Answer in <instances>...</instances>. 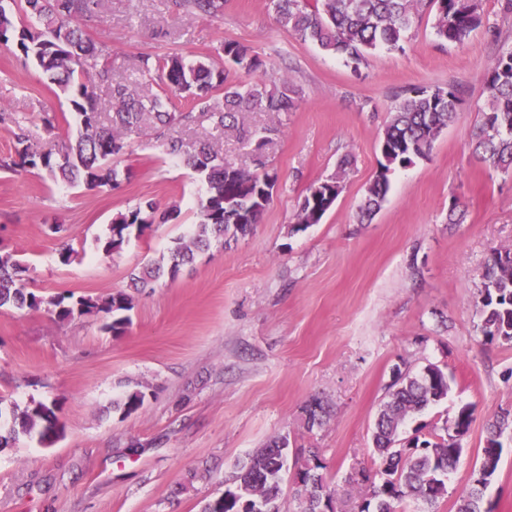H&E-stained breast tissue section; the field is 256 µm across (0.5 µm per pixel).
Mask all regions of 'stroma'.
<instances>
[{
    "mask_svg": "<svg viewBox=\"0 0 512 512\" xmlns=\"http://www.w3.org/2000/svg\"><path fill=\"white\" fill-rule=\"evenodd\" d=\"M503 5L480 0L484 23L461 45L438 41L432 17L423 16L404 51L376 50L355 71L281 28L270 0H224L218 14L183 18L171 0H101L83 30L132 90L157 89L140 71L141 56L219 65L217 49L232 39L269 63L255 80L290 79L300 99L291 112L245 116L247 125L278 131L266 147L278 182L259 224L136 293L123 335L104 331L96 315L59 321L43 309L0 308V396L21 407L56 404L64 425L53 446L23 436L0 451V512H201L223 493L237 460L280 435L291 454L318 452L326 482L342 493L338 512H354L362 491L347 478L378 466L372 428L402 363L415 372L435 364L450 379L447 399L409 418L407 428L473 409L465 452L435 510L455 512L489 421L512 411V344L482 336L476 306L485 262L512 247V171L471 146L487 105L486 74L498 48L512 44V12ZM448 84L459 90L457 118L427 158L391 174L382 208L362 219L391 109L411 88ZM0 104L24 117L34 144L62 146L74 133L62 120L44 126V113L71 106L12 43H0ZM172 109L190 118L170 137L211 142L226 160L252 168L249 147L216 130L203 105L176 97ZM125 140L120 166L129 175L113 188L0 169V247L21 255L33 290L96 296L126 288L132 272L167 259L197 224L198 175L167 155L151 123ZM338 172L335 205L321 223L297 229L308 186ZM148 201L178 209L177 219L103 256L98 245L113 216ZM454 202L463 223L448 221ZM65 241L73 248L66 263ZM129 389L147 399L127 415L112 401ZM315 396L330 417L310 430L303 408ZM501 442L485 512H512V436Z\"/></svg>",
    "mask_w": 512,
    "mask_h": 512,
    "instance_id": "35a3bbf8",
    "label": "stroma"
}]
</instances>
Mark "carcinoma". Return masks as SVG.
I'll use <instances>...</instances> for the list:
<instances>
[{
    "label": "carcinoma",
    "instance_id": "obj_1",
    "mask_svg": "<svg viewBox=\"0 0 512 512\" xmlns=\"http://www.w3.org/2000/svg\"><path fill=\"white\" fill-rule=\"evenodd\" d=\"M100 0H0V43L13 41L22 54L32 59L69 101L78 124V137L66 149L35 147L23 133L17 135V158L4 167L43 171L54 182L83 184L89 189L117 183L118 163L129 145L122 131L150 121L157 129L156 139L171 155H180L206 185L199 200V222L188 239H179L171 249L170 265H145L130 277V287L142 292L162 276L174 278L181 268L193 262L196 254L214 241L229 242L249 233L272 199L277 173L264 157L270 141V128H244L245 112H288L295 104L298 89L290 80L279 79L272 86L262 83L227 82L233 70L250 76L265 68V62L250 49L226 40L220 50L224 66L175 55L168 59L140 60L142 71L152 77L161 92L136 96L112 77V70L99 59V49L83 33L78 21L95 14ZM308 0H272L277 22L300 40L312 41L328 53L342 58L358 70L379 48L404 50L414 23L428 13L434 17L435 37L462 45L483 24L478 0H319L310 9ZM176 14H217L224 0H172ZM112 89V113L103 116L93 90L89 70ZM488 110L480 115L473 138L474 151L484 161L504 170L512 169V46L501 47L485 82ZM184 94L207 108L214 127L236 131L252 146L255 170L233 167L214 145L198 142L191 146L166 139L165 132L189 119V114L171 110L170 94ZM459 92L454 87H417L393 109L392 117L378 143L382 157L374 179L360 207L365 217L378 211L389 191V176L398 167L427 157L443 128L457 117ZM341 184L331 176L311 184L296 215L297 224H318L337 197H326V190ZM174 213L158 212L147 202L119 212L112 218L110 234L102 242V252L110 257L120 252L132 233H143L151 225L166 224ZM26 268L15 254L0 252V307L43 308L61 321L74 315H100L107 319L105 329L118 336L125 332L133 297L122 289L102 296L74 294L44 296L28 288L22 278ZM477 307L478 328L489 340L512 342V248L495 251L487 261ZM447 374L429 364L414 373L397 371L375 421L373 454L380 462L374 475L363 476L367 492L358 512H399L409 498L433 507L448 493V474L464 452L462 440L469 431L473 411L462 407L451 423L407 440L400 439L408 417L422 412L448 397ZM146 394L126 392L113 401V407L131 414L141 409ZM56 405L31 402L20 409L0 406V451L15 444L20 436L38 435L45 447L60 437L62 425ZM305 422L312 429L324 423L328 411L318 398L304 408ZM512 431V413L496 416L482 448L479 467L473 473L467 496L460 499L457 512H482L484 491L495 475L500 458L501 436ZM288 437L271 439L235 465V472L224 484V493L207 501L201 512H289L282 499V484L292 471L291 488L299 512H335V499L320 470L325 468L316 452H309L303 463L288 467Z\"/></svg>",
    "mask_w": 512,
    "mask_h": 512
}]
</instances>
